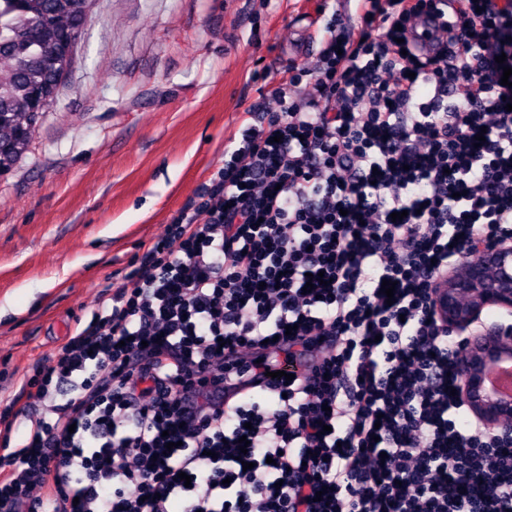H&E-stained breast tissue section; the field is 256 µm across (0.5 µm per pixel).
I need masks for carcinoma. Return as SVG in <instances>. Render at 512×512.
<instances>
[{
  "label": "carcinoma",
  "instance_id": "carcinoma-1",
  "mask_svg": "<svg viewBox=\"0 0 512 512\" xmlns=\"http://www.w3.org/2000/svg\"><path fill=\"white\" fill-rule=\"evenodd\" d=\"M90 0H0V148L15 164L30 142L17 130L30 121L35 101L48 106L58 96L59 70L47 57L76 48Z\"/></svg>",
  "mask_w": 512,
  "mask_h": 512
}]
</instances>
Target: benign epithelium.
Segmentation results:
<instances>
[{"mask_svg":"<svg viewBox=\"0 0 512 512\" xmlns=\"http://www.w3.org/2000/svg\"><path fill=\"white\" fill-rule=\"evenodd\" d=\"M437 307L448 331L465 336V349L455 358L459 373L457 399L493 436L512 438V404L500 406L482 397L481 373L486 360L508 344L500 329H474L488 306L512 309V242L483 247L464 269L448 277L436 293Z\"/></svg>","mask_w":512,"mask_h":512,"instance_id":"7a95c632","label":"benign epithelium"}]
</instances>
